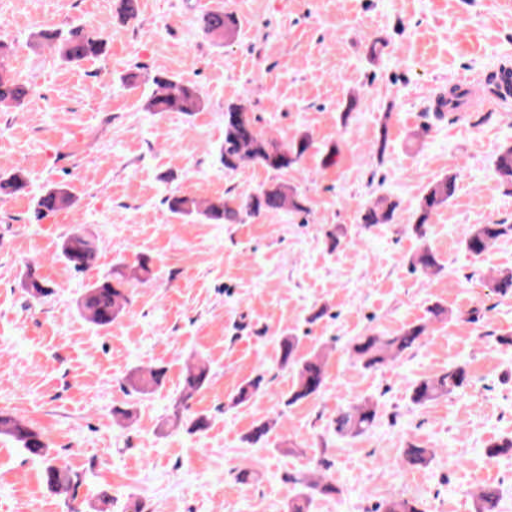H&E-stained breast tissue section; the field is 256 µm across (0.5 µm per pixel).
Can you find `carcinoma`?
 I'll list each match as a JSON object with an SVG mask.
<instances>
[{
  "instance_id": "cac0c4a2",
  "label": "carcinoma",
  "mask_w": 512,
  "mask_h": 512,
  "mask_svg": "<svg viewBox=\"0 0 512 512\" xmlns=\"http://www.w3.org/2000/svg\"><path fill=\"white\" fill-rule=\"evenodd\" d=\"M203 28L211 35L222 38L233 33L237 20L231 13L212 11L201 18ZM37 41L52 48L57 59L65 64H78L84 60L105 54L107 40L103 34L89 31L80 26L68 30L41 29L34 34ZM155 89L145 103L148 112H182L191 115L200 111L203 98L200 91L187 84H180L164 75L152 78ZM29 95V88L12 74H0V111L19 110ZM465 101V92L457 87L441 96L439 108L458 109ZM311 146L306 134L292 141L268 137L257 127L252 113L240 104L229 103L224 107V142L220 149V162L224 169L234 171L246 163H257L275 172H286L297 165ZM495 171L501 184L512 188V146L504 147L495 160ZM26 173L15 168L5 176L0 175V196H12L26 192ZM456 192V176L448 175L436 181L424 194L415 213L414 224L417 232H422L432 215L448 204ZM166 203L171 212L183 217H197L210 224H235L242 216L282 210H305L304 200L296 190L283 181H273L261 186L253 193L227 194L223 197L200 201L195 197L172 193ZM74 199L67 186L57 184L37 200V214L44 217L50 213L67 209ZM399 203L385 197L378 198L366 207L361 215L363 224H389L393 221ZM512 236V224H475L465 233V249L481 255L505 237ZM99 246L92 239L69 234L59 245L57 258L70 269L84 274L97 260ZM412 266L425 273L439 268L435 254L428 248L419 252ZM152 274L151 259L142 256L134 266H116L88 285L77 300L80 316L98 329H109L125 313L130 303L131 290L145 283ZM28 297L40 301L51 294L53 288L30 267L21 282ZM496 293L512 296V271L501 272L493 277ZM428 324L418 323L405 326L392 336H359L353 340L351 351L356 360L367 370L399 358L413 348L425 335ZM299 338L285 336L280 342V366L293 372L295 381L288 395L287 404L317 396L325 382L326 356L314 352L306 357L297 354ZM210 368L197 358L185 364L181 389L173 404L174 423L183 424L190 433L205 429L206 418H184L188 403L209 379ZM165 369L162 367H137L128 377L131 392L148 395L163 385ZM468 381V372L463 365H455L448 371L417 380L411 385V400L424 405L440 396L463 388ZM378 419L377 406L363 399L338 411L336 433L342 437L355 438L371 431ZM277 424V420L267 418L257 422L248 435V441H261ZM0 435L11 439L29 457L43 463L42 479L47 488L57 494L77 496L80 477L50 456L48 445L41 433L28 422L9 415H0ZM433 455V450L419 444H412L404 450L405 461L412 466L425 464ZM288 480L298 487L297 494L288 502L287 512H311L317 498H333L340 494L336 481L318 470H300L288 475ZM481 512H493L498 501L494 488H483L477 494Z\"/></svg>"
}]
</instances>
